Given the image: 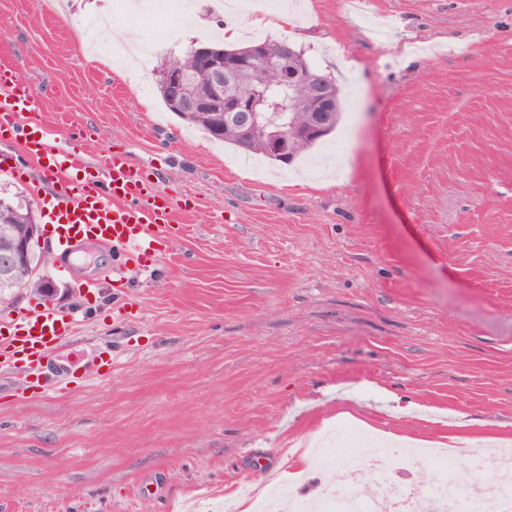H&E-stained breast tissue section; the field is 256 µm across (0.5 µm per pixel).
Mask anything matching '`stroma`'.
Returning <instances> with one entry per match:
<instances>
[{"instance_id":"35a3bbf8","label":"stroma","mask_w":512,"mask_h":512,"mask_svg":"<svg viewBox=\"0 0 512 512\" xmlns=\"http://www.w3.org/2000/svg\"><path fill=\"white\" fill-rule=\"evenodd\" d=\"M128 2L0 0V60L36 93L21 122L56 144L79 128L91 161L127 152L194 202L120 281L111 245L62 254L43 225L78 325L48 387L0 368V512H224L348 425L366 453L395 434L453 443L460 470L512 448V0H234L247 40L266 36L256 12L294 13L344 93L335 132L288 165L160 98L162 64L220 28L156 42L171 14ZM125 28L136 53L113 39ZM26 169L0 195L39 219L52 185ZM73 353L100 363L62 367Z\"/></svg>"}]
</instances>
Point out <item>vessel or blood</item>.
Masks as SVG:
<instances>
[{
    "label": "vessel or blood",
    "mask_w": 512,
    "mask_h": 512,
    "mask_svg": "<svg viewBox=\"0 0 512 512\" xmlns=\"http://www.w3.org/2000/svg\"><path fill=\"white\" fill-rule=\"evenodd\" d=\"M6 80L12 86L9 99L0 102V135L8 133L20 140L25 155L37 162L53 184L55 204L47 221L57 231L63 252L73 253L80 233L89 232L127 258H149L160 229L173 221V195L149 172L132 164L126 153L112 152L93 165L79 132H72L68 147L61 148L38 125L19 124L18 116L28 109L32 91L1 62L0 81ZM74 327L73 315L49 305L33 312L17 311L12 333L0 336V365L42 364Z\"/></svg>",
    "instance_id": "obj_1"
}]
</instances>
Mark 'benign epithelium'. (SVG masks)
Listing matches in <instances>:
<instances>
[{"instance_id": "1", "label": "benign epithelium", "mask_w": 512, "mask_h": 512, "mask_svg": "<svg viewBox=\"0 0 512 512\" xmlns=\"http://www.w3.org/2000/svg\"><path fill=\"white\" fill-rule=\"evenodd\" d=\"M196 56L207 69L213 95L198 97L189 89L190 71L169 68L165 71V88L179 112H213L219 131L236 130L247 140H259L266 151L282 160L289 159L291 145L313 141L330 128L336 102L327 78L298 68L289 52L274 58L256 47L248 56H230L199 47ZM262 69V76L274 78L258 85L255 93L245 95L238 89L240 73L246 69ZM288 97L282 109L272 100L271 92ZM31 241L15 238L0 243V271L10 274L28 264Z\"/></svg>"}]
</instances>
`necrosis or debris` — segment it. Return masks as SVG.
Returning <instances> with one entry per match:
<instances>
[{
    "instance_id": "necrosis-or-debris-1",
    "label": "necrosis or debris",
    "mask_w": 512,
    "mask_h": 512,
    "mask_svg": "<svg viewBox=\"0 0 512 512\" xmlns=\"http://www.w3.org/2000/svg\"><path fill=\"white\" fill-rule=\"evenodd\" d=\"M405 459L403 449L395 445L364 455L353 472L354 483L323 482L324 512H376L381 503L388 504L390 512H418L428 500L440 501L445 512H512V452L473 456L462 478L453 467L440 464L438 453H427L432 476L424 484L400 478L395 465ZM468 481L484 483L480 497L466 492Z\"/></svg>"
}]
</instances>
